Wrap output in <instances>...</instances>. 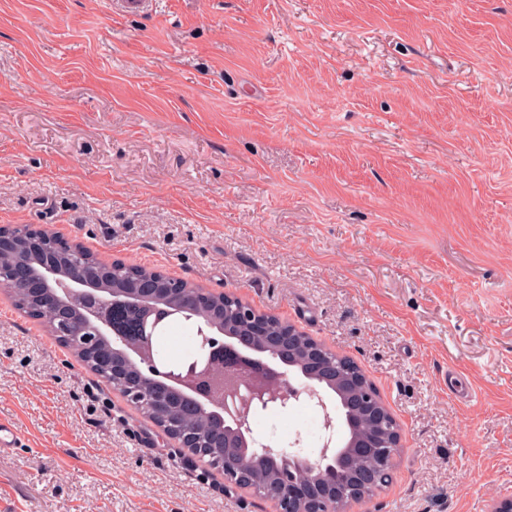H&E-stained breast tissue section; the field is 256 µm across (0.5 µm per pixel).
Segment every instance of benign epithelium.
I'll return each instance as SVG.
<instances>
[{"instance_id": "obj_1", "label": "benign epithelium", "mask_w": 512, "mask_h": 512, "mask_svg": "<svg viewBox=\"0 0 512 512\" xmlns=\"http://www.w3.org/2000/svg\"><path fill=\"white\" fill-rule=\"evenodd\" d=\"M21 235L27 246L43 258L48 279L31 285L32 297L57 313L60 332L75 330L88 346L110 340L112 353L122 359L119 364L108 356L99 358L100 369L95 375L108 384L116 381L120 371L131 374L138 380L133 394L138 406L158 410L170 423L177 424L182 417L179 403L188 400L209 416L212 428L224 433V455L217 459L224 472V487L251 489L239 475L238 460L255 445L250 428L252 417L274 405L286 408L290 400H298L303 394L318 399L324 409L326 429L333 430L341 420L349 428L350 439L334 446L326 442L319 461L304 460L299 466L301 472L289 475L285 483L257 489L276 502L278 512H298L305 503L329 498L352 500V483L374 477L370 471L357 470V458L373 454L385 465L398 456L402 448L400 429L386 428L397 422H388L392 413L381 396L356 405L376 427L387 430L390 438L386 440H362L357 419L327 411L319 383L332 386L337 382L346 388L352 378L335 363L341 354L323 343L304 358L290 349L294 344L292 333L305 335L295 325L287 322L289 330L270 336L266 322L274 314L257 309L239 295L205 289L203 293L210 300L227 298L236 304L234 308L227 307L226 314L249 322V333L237 336L213 323H201L195 355L166 368L156 359L150 331L165 315L191 318L194 299L168 309L157 297L177 286L181 279L165 273L162 281L131 285L118 270L124 262L113 261L112 279L106 283L100 267L82 263L81 251L74 248L76 242L58 232L27 224L0 225V256L16 252ZM159 430L180 447L192 449L195 455L198 449L211 446L207 438L197 433L175 432L162 426ZM485 512H512V495L490 497Z\"/></svg>"}]
</instances>
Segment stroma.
<instances>
[{
    "instance_id": "obj_1",
    "label": "stroma",
    "mask_w": 512,
    "mask_h": 512,
    "mask_svg": "<svg viewBox=\"0 0 512 512\" xmlns=\"http://www.w3.org/2000/svg\"><path fill=\"white\" fill-rule=\"evenodd\" d=\"M237 293L352 358L397 419L346 512L512 494V0H0V225ZM312 404L254 437L317 459ZM9 512H275L0 287ZM24 436L12 421L0 419V454L9 449L21 448ZM157 427L166 437L177 441L180 448H193L191 452L198 457H201V455L194 448L214 447V444H211L207 438L200 436L198 433L174 432L169 426L167 428Z\"/></svg>"
}]
</instances>
